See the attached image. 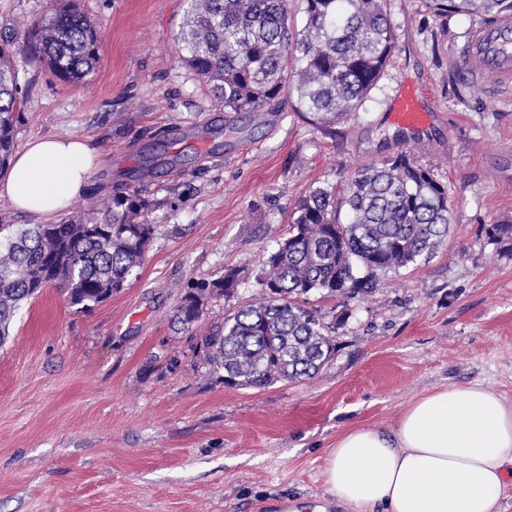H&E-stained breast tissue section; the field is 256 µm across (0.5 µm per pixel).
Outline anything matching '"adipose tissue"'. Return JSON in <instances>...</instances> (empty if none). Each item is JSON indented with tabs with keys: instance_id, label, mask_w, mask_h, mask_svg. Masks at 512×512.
Masks as SVG:
<instances>
[{
	"instance_id": "adipose-tissue-1",
	"label": "adipose tissue",
	"mask_w": 512,
	"mask_h": 512,
	"mask_svg": "<svg viewBox=\"0 0 512 512\" xmlns=\"http://www.w3.org/2000/svg\"><path fill=\"white\" fill-rule=\"evenodd\" d=\"M98 157L86 139H35L13 157L0 196L17 211L52 219L84 193ZM510 466L512 403L470 382L418 395L393 430L342 431L324 478L354 512H497Z\"/></svg>"
}]
</instances>
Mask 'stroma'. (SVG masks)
Returning <instances> with one entry per match:
<instances>
[{
	"label": "stroma",
	"instance_id": "1",
	"mask_svg": "<svg viewBox=\"0 0 512 512\" xmlns=\"http://www.w3.org/2000/svg\"><path fill=\"white\" fill-rule=\"evenodd\" d=\"M99 26V69L68 84L18 54L56 0H0L23 103L14 142L89 138L99 152L69 217L113 188L145 191L154 239L124 287L91 311L49 288L0 349V512H279L328 495L327 453L347 427H393L435 387L480 381L512 402V249L487 230L512 218V94L460 50L476 22L427 0H386L395 48L356 111L317 127L278 109L224 111L182 60L187 0H76ZM426 85L442 119L411 150L448 189L451 233L429 263L379 274L349 300L336 354L314 378L225 386L175 322L187 288L241 270L202 325L252 303L262 255L316 187L400 152L383 116L399 83Z\"/></svg>",
	"mask_w": 512,
	"mask_h": 512
}]
</instances>
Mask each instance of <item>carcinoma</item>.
<instances>
[{
  "instance_id": "obj_1",
  "label": "carcinoma",
  "mask_w": 512,
  "mask_h": 512,
  "mask_svg": "<svg viewBox=\"0 0 512 512\" xmlns=\"http://www.w3.org/2000/svg\"><path fill=\"white\" fill-rule=\"evenodd\" d=\"M178 34L185 64L226 112H271L289 88L315 125L356 110L380 80L394 49L384 0H305V24L294 35L288 0H189ZM437 16H491L512 0H429ZM26 53L58 78L84 80L100 63L97 31L73 0L28 29ZM19 108L13 56L0 48V172L14 150ZM150 201L134 191L101 203L100 221L30 224L0 252V348L17 312L53 287L77 311L119 292L141 266L155 225ZM450 232L448 190L408 152L358 172L343 196L317 187L303 199L288 233L265 250L256 301L200 330L212 300L237 291L236 269L197 283L181 297L176 321L195 341L200 364L225 384L264 389L317 375L335 356L336 324L304 307L308 296L347 302L377 288L379 272L418 267L444 246ZM496 244L512 246V218L491 225Z\"/></svg>"
}]
</instances>
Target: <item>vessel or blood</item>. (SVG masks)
<instances>
[{"label": "vessel or blood", "mask_w": 512, "mask_h": 512, "mask_svg": "<svg viewBox=\"0 0 512 512\" xmlns=\"http://www.w3.org/2000/svg\"><path fill=\"white\" fill-rule=\"evenodd\" d=\"M461 53L479 59L482 78L493 79L499 86L512 85V13H503L475 24ZM438 117L427 95L412 81H404L392 98L385 114L404 141L423 136Z\"/></svg>", "instance_id": "1"}]
</instances>
